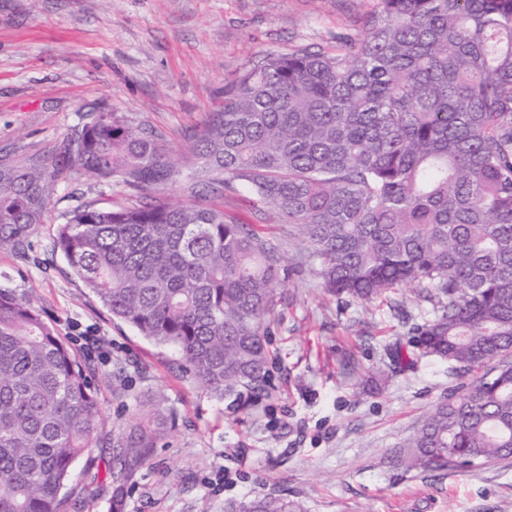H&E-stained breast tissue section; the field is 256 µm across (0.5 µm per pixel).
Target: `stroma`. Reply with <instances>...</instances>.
I'll return each instance as SVG.
<instances>
[{
    "instance_id": "1",
    "label": "stroma",
    "mask_w": 512,
    "mask_h": 512,
    "mask_svg": "<svg viewBox=\"0 0 512 512\" xmlns=\"http://www.w3.org/2000/svg\"><path fill=\"white\" fill-rule=\"evenodd\" d=\"M374 0H0V159L42 160L99 110L161 132L178 170L154 190L187 202L186 176L224 85L264 57L335 49L359 39ZM129 192L71 171L56 187L29 259L0 251V289L34 299L57 336L108 383L109 425L135 422L153 396L177 428L123 495L122 512H224L258 493L297 512H512V459L434 476L406 470L398 445L460 379L447 362L393 371L390 349L436 308L398 288L370 302L327 296L287 225L257 217L247 193L224 210L261 236L284 239L296 268L280 285L270 324L274 393L206 394L172 349L113 320L52 242L65 213L88 202L123 204ZM103 337L107 357L83 350ZM354 356L375 378L358 389L342 370Z\"/></svg>"
}]
</instances>
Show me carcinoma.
<instances>
[{
	"instance_id": "carcinoma-1",
	"label": "carcinoma",
	"mask_w": 512,
	"mask_h": 512,
	"mask_svg": "<svg viewBox=\"0 0 512 512\" xmlns=\"http://www.w3.org/2000/svg\"><path fill=\"white\" fill-rule=\"evenodd\" d=\"M199 201L86 204L53 240L112 317L170 347L222 398L270 394L267 323L288 277L282 243L224 213L246 190L289 224L325 291L362 301L413 286L437 304L393 368L421 356L471 376L402 447L423 472L512 458V0H375L362 38L269 57L224 85L198 136ZM144 192L173 180L161 134L97 112L49 161L0 162V250L31 251L59 180ZM106 382L30 298L0 290V512H82L112 481V512L175 416L106 430ZM112 449L100 471L94 449ZM84 461V473L75 466ZM227 512H296L256 494Z\"/></svg>"
}]
</instances>
